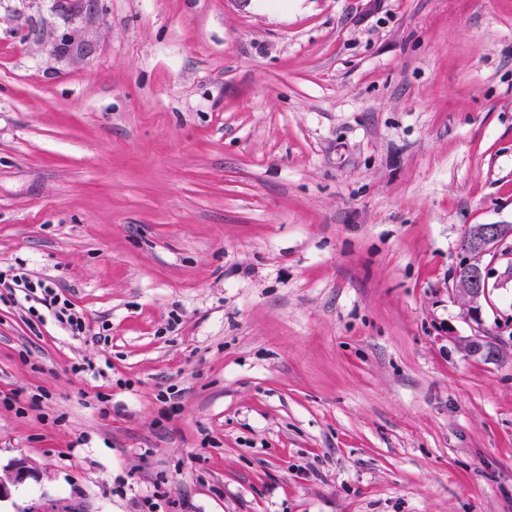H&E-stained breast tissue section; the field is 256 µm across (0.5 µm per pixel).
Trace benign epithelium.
<instances>
[{
  "label": "benign epithelium",
  "instance_id": "benign-epithelium-1",
  "mask_svg": "<svg viewBox=\"0 0 512 512\" xmlns=\"http://www.w3.org/2000/svg\"><path fill=\"white\" fill-rule=\"evenodd\" d=\"M511 235L512 227L506 224H483L466 250L467 260L456 273V287L469 297L476 312L480 311V302L487 298L490 288V273L482 265L481 258ZM28 476L29 471L22 463L7 477L0 476V500L9 497L11 487Z\"/></svg>",
  "mask_w": 512,
  "mask_h": 512
}]
</instances>
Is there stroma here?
Listing matches in <instances>:
<instances>
[{
	"label": "stroma",
	"mask_w": 512,
	"mask_h": 512,
	"mask_svg": "<svg viewBox=\"0 0 512 512\" xmlns=\"http://www.w3.org/2000/svg\"><path fill=\"white\" fill-rule=\"evenodd\" d=\"M477 224H512V0H0V268L89 331L0 294V398L43 397L0 405V512H512ZM481 225L470 247L466 250L467 240L472 229L464 236L462 248L466 251L465 260L456 273V288L469 297L474 312L480 311V302L489 293L490 273L481 263V258L500 242L511 236L512 229L506 224H477ZM22 288L19 289L25 294V299H31L33 304L27 307L31 317L42 319L40 308L50 312L56 322L71 336H84L86 333L83 317L73 308L72 302L67 298L59 296L55 289L47 284V280L32 275L30 271L19 266H10L7 270H0V288ZM40 307H38V306Z\"/></svg>",
	"instance_id": "35a3bbf8"
}]
</instances>
